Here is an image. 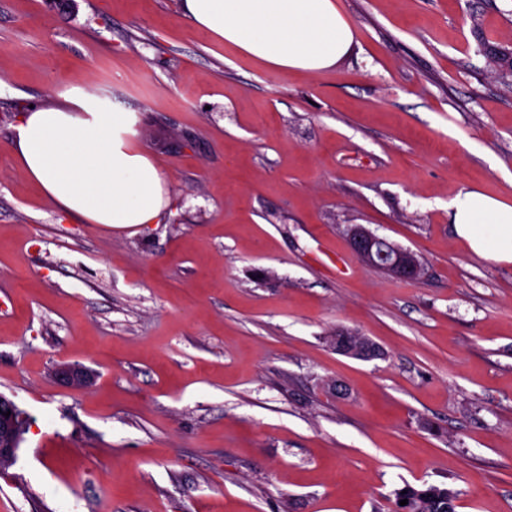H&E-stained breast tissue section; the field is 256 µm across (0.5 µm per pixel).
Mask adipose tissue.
Wrapping results in <instances>:
<instances>
[{"label": "adipose tissue", "mask_w": 512, "mask_h": 512, "mask_svg": "<svg viewBox=\"0 0 512 512\" xmlns=\"http://www.w3.org/2000/svg\"><path fill=\"white\" fill-rule=\"evenodd\" d=\"M191 23L268 68H331L354 36L336 0H184ZM133 121L89 96L25 112L12 146L19 167L49 202L88 224L158 223L168 206L156 162L128 140ZM456 236L485 259L512 264V205L478 189L450 203Z\"/></svg>", "instance_id": "adipose-tissue-1"}]
</instances>
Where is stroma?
<instances>
[{
    "instance_id": "obj_1",
    "label": "stroma",
    "mask_w": 512,
    "mask_h": 512,
    "mask_svg": "<svg viewBox=\"0 0 512 512\" xmlns=\"http://www.w3.org/2000/svg\"><path fill=\"white\" fill-rule=\"evenodd\" d=\"M311 76L216 43L184 0H0V394L30 426L0 512H392L442 483L512 512V264L448 204H512V0H337ZM134 115L161 223L86 224L18 168L30 106ZM366 227L423 271L353 251ZM344 327L384 352L333 350ZM93 373L85 386L58 365Z\"/></svg>"
}]
</instances>
